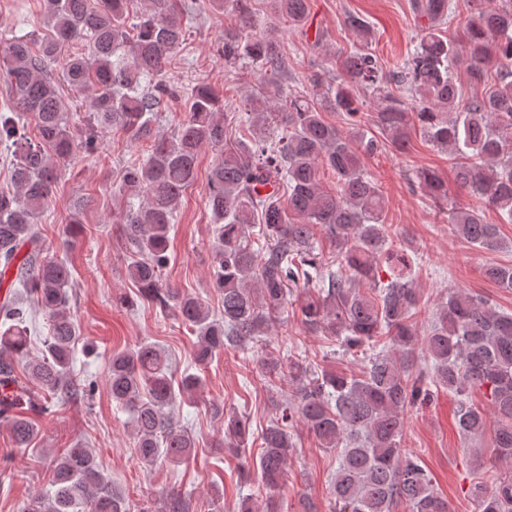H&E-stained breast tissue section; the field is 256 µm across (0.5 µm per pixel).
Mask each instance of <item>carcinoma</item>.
<instances>
[{
  "label": "carcinoma",
  "instance_id": "cac0c4a2",
  "mask_svg": "<svg viewBox=\"0 0 512 512\" xmlns=\"http://www.w3.org/2000/svg\"><path fill=\"white\" fill-rule=\"evenodd\" d=\"M129 0H43V24L50 37L32 49L17 39L0 50V80L7 99L0 103V144L10 150L13 189L0 192V284L11 282L0 300V424L9 427L13 444L27 448L38 434L36 419L52 413L51 400L90 395L73 373L79 330L71 314L69 267L45 255L40 217L51 202L60 164L78 151L99 148L98 134L121 129L135 141H153L143 162L118 172V191L141 198L127 201L123 235L131 251L128 276L141 297L193 327L192 352L199 366L228 346L245 347L285 312L291 287L313 288L296 309L302 325L336 344V351L369 353L356 373L323 372L298 360L284 364L272 352L260 358L261 375L288 379L295 394L280 417L261 432L257 477L267 490L285 480L295 442L289 429L301 422L321 447L340 449L331 482L334 512H392L400 502L409 512H448L418 458L402 452L404 414L431 396L429 385L448 390L459 401L458 427L464 439L480 438L484 413L468 404L470 393L490 392L494 448L509 464L489 486L477 482L471 495L478 512H512V313L501 312L477 294L457 289L436 313L427 334L418 336L413 315L419 297L403 270L391 268L381 283L383 264L393 259V242L384 224L385 198L362 158L376 154L380 141L366 127L380 128L397 146L411 133L448 151L457 183L512 224V7L502 0H468L462 33L447 32L456 12L452 0H411L413 13L426 20L414 51L384 71L369 51L372 31L351 14L345 27L360 46L339 58L346 80L308 97L300 92L272 99H248L245 111L228 113L206 84L191 91L175 138L152 140L162 111L166 65L185 39L180 15L185 0H141L136 20L128 22ZM254 0H208L219 10L253 21ZM202 2L198 6L206 5ZM277 13L289 26L306 25L309 0H276ZM82 53L62 56L76 41ZM249 58L264 73L285 67L280 48L260 38L241 39L224 32L220 58L232 64ZM63 60L62 83L89 94L85 112L65 106L53 65ZM483 84L480 94H462L458 68ZM361 86L375 98L376 109L363 112L351 92ZM335 112L347 131L325 121ZM249 135L226 145L232 122ZM210 147L219 157L208 176V208L213 219L214 287L224 298L216 319L198 296L163 282L169 232L185 191L197 179L198 156ZM336 178L326 189L321 173ZM283 176L288 197L265 191ZM436 196L447 195L431 170L416 175ZM448 223L465 242L479 248L498 246L495 224L474 209L448 205ZM336 247V267L315 253L317 233ZM262 240L255 249L251 234ZM485 276L512 289V265H491ZM372 285L366 293L360 284ZM51 319L41 358L27 359L29 305ZM382 348H377V345ZM422 347L431 365L417 366ZM26 365L28 379L43 394L15 386L13 362ZM172 362L157 344L144 343L112 354L109 391L130 413L133 446L140 461L178 464L194 448L188 430L168 409L180 399L193 401L203 380L188 374L174 390ZM224 420V439L235 455L249 451L250 426L242 417L210 406ZM51 488L36 492L23 512H148L112 485L92 449L79 444L51 461ZM165 512H191L179 492L166 496Z\"/></svg>",
  "mask_w": 512,
  "mask_h": 512
}]
</instances>
